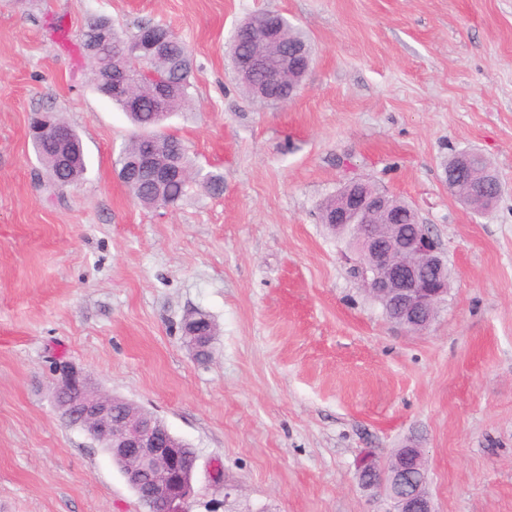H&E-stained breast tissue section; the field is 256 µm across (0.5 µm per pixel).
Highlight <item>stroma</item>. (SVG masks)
Segmentation results:
<instances>
[{"instance_id":"1","label":"stroma","mask_w":512,"mask_h":512,"mask_svg":"<svg viewBox=\"0 0 512 512\" xmlns=\"http://www.w3.org/2000/svg\"><path fill=\"white\" fill-rule=\"evenodd\" d=\"M265 10L313 52L284 106L248 97L228 53ZM99 16L186 41L190 103L163 129L220 194L146 207L121 182L134 128L78 49ZM46 111L85 152L63 190L29 137ZM464 150L503 184L483 215L448 189ZM355 177L410 204L448 261L423 332L385 318L320 220ZM194 312L215 326L206 359ZM59 361L195 448L190 512H388L357 462L407 444L436 512H512V0H0V512H139L60 418ZM183 334L189 339L196 353L202 357L209 354L210 338L213 336V325L204 314L194 313L183 325Z\"/></svg>"}]
</instances>
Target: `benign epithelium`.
<instances>
[{
	"instance_id": "obj_1",
	"label": "benign epithelium",
	"mask_w": 512,
	"mask_h": 512,
	"mask_svg": "<svg viewBox=\"0 0 512 512\" xmlns=\"http://www.w3.org/2000/svg\"><path fill=\"white\" fill-rule=\"evenodd\" d=\"M264 26L281 46L280 70L306 73L311 64L309 47L292 43L273 14L265 18ZM141 47L140 37L127 46L119 73L139 67ZM261 69L262 61L247 53L240 60L237 74L247 79ZM299 89L270 72L261 91L265 98L282 103L292 100ZM142 140V152L119 175L121 181L132 183L146 176L162 184L171 179L175 170L164 160L157 138L145 134ZM54 145L62 158H72L67 129H54ZM473 160L472 151L456 156L448 168V188L468 202L477 196L474 186L479 182L485 185L483 198H499L498 178L474 179ZM334 198V208L322 212V220L354 228V244L345 259L361 288L384 308L390 321L413 332L425 330L448 297V263L429 230L417 222L409 206H392L385 193L365 180L347 182ZM183 334L199 356L209 354L213 336L209 318L201 313L191 315L184 322ZM52 387L61 416L76 418V424L93 440L107 441L112 455L127 462L124 478L128 485L138 493L143 484H148L145 499L152 502L155 512H188L194 487L192 478L179 466L183 444L161 420L138 408L121 407L114 396L92 392L83 372L66 361L56 363ZM424 466L423 449L407 446L386 468L364 460L357 476L364 489L386 493L392 503L391 512H434L426 479H414L415 474L423 473Z\"/></svg>"
}]
</instances>
